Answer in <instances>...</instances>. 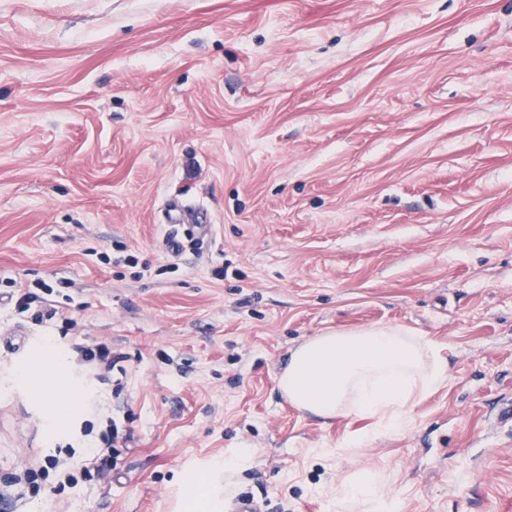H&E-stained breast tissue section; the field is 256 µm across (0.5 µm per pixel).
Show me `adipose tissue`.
<instances>
[{
	"label": "adipose tissue",
	"mask_w": 512,
	"mask_h": 512,
	"mask_svg": "<svg viewBox=\"0 0 512 512\" xmlns=\"http://www.w3.org/2000/svg\"><path fill=\"white\" fill-rule=\"evenodd\" d=\"M448 382L437 344L399 326L314 337L295 350L279 387L297 409L324 421L352 414L401 432L415 401Z\"/></svg>",
	"instance_id": "adipose-tissue-1"
}]
</instances>
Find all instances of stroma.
<instances>
[{
  "label": "stroma",
  "instance_id": "1",
  "mask_svg": "<svg viewBox=\"0 0 512 512\" xmlns=\"http://www.w3.org/2000/svg\"><path fill=\"white\" fill-rule=\"evenodd\" d=\"M174 199L201 219L170 254ZM9 279L51 285L36 311L69 328L18 312ZM384 325L448 358L402 432L288 403L293 348ZM18 326L0 512H185L242 448L222 481L267 512H369L335 501L372 469L398 512H512V0H0V331ZM92 338L126 354L120 392L71 365ZM49 392L73 408L53 428ZM103 395L132 412L107 480L12 485Z\"/></svg>",
  "mask_w": 512,
  "mask_h": 512
}]
</instances>
